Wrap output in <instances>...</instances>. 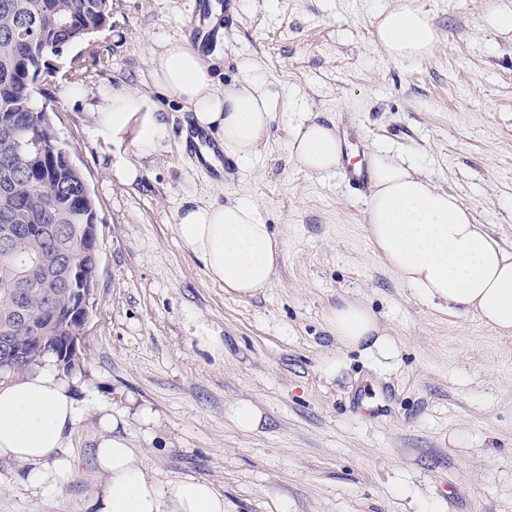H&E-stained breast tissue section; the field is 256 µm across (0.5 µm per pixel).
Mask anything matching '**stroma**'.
I'll list each match as a JSON object with an SVG mask.
<instances>
[{
  "instance_id": "1",
  "label": "stroma",
  "mask_w": 512,
  "mask_h": 512,
  "mask_svg": "<svg viewBox=\"0 0 512 512\" xmlns=\"http://www.w3.org/2000/svg\"><path fill=\"white\" fill-rule=\"evenodd\" d=\"M393 0H233V18L202 54L220 83L252 61L279 99L333 123L353 119L360 150L386 147L455 195L512 251V30L493 24L512 0H414L439 36L406 65L374 36ZM104 30L65 49L53 123L72 148L100 218L96 307L72 370L83 408L73 467L46 491L0 458V512H92L106 478L96 461L101 408L125 422L147 476L163 490L203 479L224 512H512V336L420 298L385 265L365 224L367 192L319 177L288 152L280 117L260 155L216 181L184 151L191 113L155 95L150 57L210 27L196 0H110ZM80 85L90 98L73 101ZM154 94L172 137L122 182L93 113L118 89ZM251 199L282 242L270 288L231 296L180 245L190 202ZM344 299L365 302L397 345L377 362L326 327ZM260 421L234 423L240 401Z\"/></svg>"
}]
</instances>
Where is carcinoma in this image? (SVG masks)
I'll return each mask as SVG.
<instances>
[{"instance_id": "cac0c4a2", "label": "carcinoma", "mask_w": 512, "mask_h": 512, "mask_svg": "<svg viewBox=\"0 0 512 512\" xmlns=\"http://www.w3.org/2000/svg\"><path fill=\"white\" fill-rule=\"evenodd\" d=\"M109 0H0V226L10 224L14 241L0 249V317L23 310L32 317L43 314L49 297L62 306L65 289L37 280L18 300L9 268L25 272L39 258L78 245L76 233L52 244L44 227L49 224L80 226L86 212L84 183L66 165L70 144L46 124V85L54 78L49 57L75 47L102 31L109 19ZM46 140L42 159L25 144ZM39 335L44 345H34L35 361L52 355L62 364L70 332L61 323L45 324Z\"/></svg>"}]
</instances>
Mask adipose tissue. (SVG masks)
<instances>
[{
	"mask_svg": "<svg viewBox=\"0 0 512 512\" xmlns=\"http://www.w3.org/2000/svg\"><path fill=\"white\" fill-rule=\"evenodd\" d=\"M375 37L391 59L408 63L432 56L439 42L434 26L411 0H394L377 14ZM150 66L155 88L189 107L192 128L217 130L220 148L234 164L261 152L282 113L292 129L288 152L303 169L321 176L339 168L343 149L334 123L279 102L260 73L251 70L235 84L218 87L204 57L175 38L152 52ZM93 117L104 145H132L135 160L117 164L129 185L142 174L141 160L158 154L172 133L167 112L136 91L105 95ZM366 163L367 232L388 267L420 297L477 314L511 335L512 252L476 223L456 196L436 190L414 163L384 148L369 153ZM175 233L225 292L251 297L272 283L282 247L255 202L192 203L180 212ZM327 329L341 345L361 346L385 359L394 355L392 340L381 334L375 315L361 301L338 303L327 315ZM74 385L51 365L0 382V457L28 466L32 487L45 482L44 461L56 459L62 472L70 467L61 452L82 416ZM101 424L96 457L106 483L92 503L95 512H163L167 506L172 512H224L223 494L205 480L183 479L163 493L146 476L118 419L106 412Z\"/></svg>",
	"mask_w": 512,
	"mask_h": 512,
	"instance_id": "obj_1",
	"label": "adipose tissue"
}]
</instances>
